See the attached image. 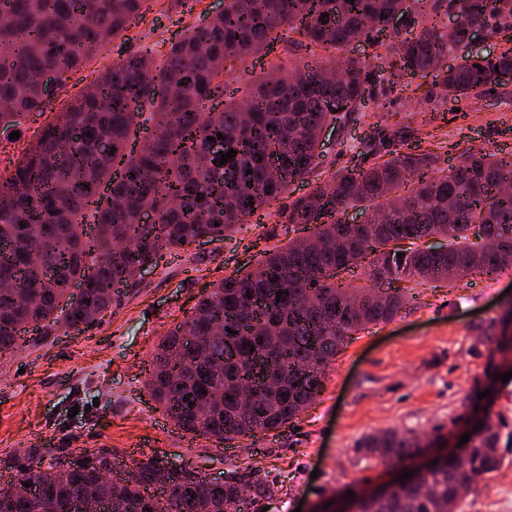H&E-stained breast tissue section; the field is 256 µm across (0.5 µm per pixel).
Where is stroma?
Here are the masks:
<instances>
[{
  "mask_svg": "<svg viewBox=\"0 0 512 512\" xmlns=\"http://www.w3.org/2000/svg\"><path fill=\"white\" fill-rule=\"evenodd\" d=\"M223 7L224 0H146L142 19L68 73L55 99L25 119L19 139L0 142V172L9 173L39 131L103 69L133 54L163 58L171 43ZM295 38L281 32L261 59L232 61V88H251L269 64L305 59ZM381 133L392 136V151L430 152L443 167L482 149L512 158V84L458 100L438 96L427 79L376 87L364 113L341 130H326L314 172L260 211L258 221L165 256L135 287L123 289L102 320L21 343L0 363V483L57 458L104 451L121 478L150 461L203 476L235 474L265 488L260 497L246 492L241 512H311L339 490L365 493L399 478V471L358 452L366 436L412 430L435 437L438 451L455 448L485 379L484 331L512 301V268L490 278L471 275L453 288L403 280L407 299L399 313L356 334L325 368L320 394L263 443L191 437L145 386L144 367L170 326L190 315L213 283L251 270L265 252L302 236V225L282 221L289 202L339 168L369 166L366 146ZM455 512H512V463L480 480Z\"/></svg>",
  "mask_w": 512,
  "mask_h": 512,
  "instance_id": "35a3bbf8",
  "label": "stroma"
}]
</instances>
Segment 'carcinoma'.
Returning <instances> with one entry per match:
<instances>
[{"label":"carcinoma","mask_w":512,"mask_h":512,"mask_svg":"<svg viewBox=\"0 0 512 512\" xmlns=\"http://www.w3.org/2000/svg\"><path fill=\"white\" fill-rule=\"evenodd\" d=\"M145 2L0 0V135L44 108L43 70L63 82L141 18ZM454 10L460 22L448 33L441 15ZM396 16L405 36L385 68L359 58L345 60L339 75L330 58L273 64L252 90L224 97L226 62L266 54L285 29L314 54L371 40ZM420 20L419 32L410 31ZM476 26L492 36L511 32L512 0H224L162 63L141 54L105 69L0 174V357L17 349L22 331L36 344L96 321L112 311L116 288L135 286L140 266L203 236L224 239L306 179L319 165L323 129L359 111L374 81L429 77L453 99L499 85L498 72L512 71V47L448 65ZM220 99L222 109H206ZM148 128L150 145L135 147L132 136ZM217 143L235 157L219 164ZM350 210L367 213L368 224L344 223ZM286 221L312 234L215 284L158 344L147 386L186 433L222 442L297 418L336 354L404 306L394 283L454 286L474 272L511 268L512 161L484 152L441 168L431 153H406L343 168L292 200ZM429 235L448 237V248L419 247ZM362 264L373 285L336 281ZM505 417H486L465 458L450 451L387 498L359 497L362 512H454L478 478L501 468V448L512 451ZM419 445L411 432L386 430L363 438L358 451L403 465ZM111 466L103 452L58 459L1 484L0 512H77L87 488L88 512H239L244 496L235 475L221 488L196 475L184 489L150 463L120 481L106 475Z\"/></svg>","instance_id":"obj_1"}]
</instances>
